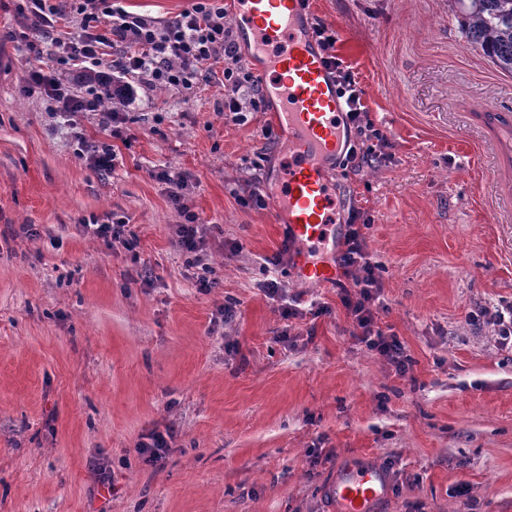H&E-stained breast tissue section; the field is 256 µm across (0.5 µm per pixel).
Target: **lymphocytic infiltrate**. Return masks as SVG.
Here are the masks:
<instances>
[{
  "mask_svg": "<svg viewBox=\"0 0 512 512\" xmlns=\"http://www.w3.org/2000/svg\"><path fill=\"white\" fill-rule=\"evenodd\" d=\"M18 38L30 54L49 55L50 72L35 69L27 82L39 89L50 112L69 118L77 114L96 117L111 137L93 146L89 159L101 171L115 167L114 141L130 144L132 135L126 114L119 108H104L94 84L74 87L67 76L92 69L111 58L117 74L114 87L121 99H135L138 88H196L197 77L216 56H223L224 116L235 124L247 123L248 113L259 111L264 95L258 78L241 62L240 47L233 37L228 10L222 0H191L174 19L157 22L127 11L121 0H17ZM312 30L334 75L343 99L345 124L353 129L356 144L342 161L343 168L361 171L379 167L389 157L390 143L371 122L366 92L349 64L335 52L336 32L324 22ZM156 179L166 184L168 197L184 218L177 246L188 264L201 262L202 238L197 217L182 190L186 176L163 168ZM360 211H351L343 248L336 259L345 277L338 283L341 304L350 319L356 339L406 375L410 360L390 329L380 326L375 303L383 288L381 264L369 251Z\"/></svg>",
  "mask_w": 512,
  "mask_h": 512,
  "instance_id": "f902f5d3",
  "label": "lymphocytic infiltrate"
}]
</instances>
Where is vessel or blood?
Returning <instances> with one entry per match:
<instances>
[{
    "label": "vessel or blood",
    "mask_w": 512,
    "mask_h": 512,
    "mask_svg": "<svg viewBox=\"0 0 512 512\" xmlns=\"http://www.w3.org/2000/svg\"><path fill=\"white\" fill-rule=\"evenodd\" d=\"M238 34L269 97L273 119L290 139L288 161L280 168L269 197L281 223L300 250L297 271L331 283L333 265L310 259V248L335 244L341 204L328 175L347 146L344 105L326 56L308 22L309 0H236ZM479 120L492 142L497 164L512 167V114L494 109ZM389 488L382 468L349 463L327 487L332 512H380Z\"/></svg>",
    "instance_id": "obj_1"
}]
</instances>
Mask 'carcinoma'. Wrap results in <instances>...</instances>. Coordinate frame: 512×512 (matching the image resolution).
<instances>
[{
  "label": "carcinoma",
  "instance_id": "obj_1",
  "mask_svg": "<svg viewBox=\"0 0 512 512\" xmlns=\"http://www.w3.org/2000/svg\"><path fill=\"white\" fill-rule=\"evenodd\" d=\"M467 43L512 74V0H448Z\"/></svg>",
  "mask_w": 512,
  "mask_h": 512
}]
</instances>
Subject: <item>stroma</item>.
Segmentation results:
<instances>
[{
  "mask_svg": "<svg viewBox=\"0 0 512 512\" xmlns=\"http://www.w3.org/2000/svg\"><path fill=\"white\" fill-rule=\"evenodd\" d=\"M310 15L335 28L391 143L378 169L330 177L343 211L371 218L377 318L409 374L353 337L335 285L299 277L272 206L246 204L288 136L263 137L264 111L225 120L223 58L195 92L140 94L134 140L99 172L72 133H106L26 90L51 62L5 39L17 18L0 0V512H328L350 460L388 473L385 512H512V345L469 320L512 302L498 194L512 171L475 119L512 113V75L467 43L448 0H310ZM161 167L188 176L209 291L176 246ZM93 215L124 219L136 251L84 235ZM277 254L283 292L327 314L282 317L264 291ZM169 428L163 465L146 463L138 443Z\"/></svg>",
  "mask_w": 512,
  "mask_h": 512,
  "instance_id": "stroma-1",
  "label": "stroma"
}]
</instances>
